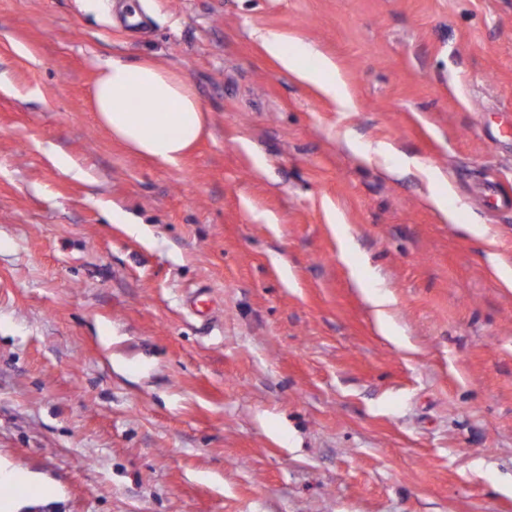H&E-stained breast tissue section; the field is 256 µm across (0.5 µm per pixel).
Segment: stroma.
I'll return each mask as SVG.
<instances>
[{
    "label": "stroma",
    "instance_id": "1",
    "mask_svg": "<svg viewBox=\"0 0 512 512\" xmlns=\"http://www.w3.org/2000/svg\"><path fill=\"white\" fill-rule=\"evenodd\" d=\"M138 11L0 0V464L55 489L21 512H512V0ZM111 56L196 86L180 168L98 125ZM287 39L279 35H269L263 39V47L265 51L275 58L280 65L287 71L294 73L300 80L309 83H319L318 70H335L336 66L327 59H323L318 68L307 69L300 64L302 56H311L316 52L312 48L306 46L299 47V52L288 53ZM337 71V69H336Z\"/></svg>",
    "mask_w": 512,
    "mask_h": 512
}]
</instances>
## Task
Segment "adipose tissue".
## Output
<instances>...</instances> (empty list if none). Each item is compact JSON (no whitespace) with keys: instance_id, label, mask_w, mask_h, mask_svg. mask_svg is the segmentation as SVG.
<instances>
[{"instance_id":"obj_1","label":"adipose tissue","mask_w":512,"mask_h":512,"mask_svg":"<svg viewBox=\"0 0 512 512\" xmlns=\"http://www.w3.org/2000/svg\"><path fill=\"white\" fill-rule=\"evenodd\" d=\"M265 51L300 80L314 83L319 70L332 69L322 60L319 69L301 66L308 47L289 53L284 37L263 39ZM90 105L100 124L134 154L167 167L179 166L186 153L209 133L208 113L195 87L170 68L153 60L128 62L119 57L98 61ZM138 115H131V108Z\"/></svg>"}]
</instances>
